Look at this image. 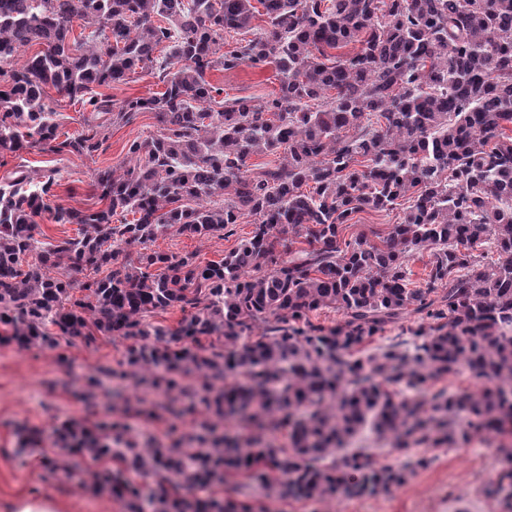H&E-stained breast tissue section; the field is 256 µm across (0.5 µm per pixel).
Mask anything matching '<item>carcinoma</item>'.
Wrapping results in <instances>:
<instances>
[{"label":"carcinoma","instance_id":"carcinoma-1","mask_svg":"<svg viewBox=\"0 0 512 512\" xmlns=\"http://www.w3.org/2000/svg\"><path fill=\"white\" fill-rule=\"evenodd\" d=\"M75 19L90 29L80 40L71 37ZM230 32L241 38L223 51ZM35 44L42 50L14 66ZM0 62L10 64L0 68V149L33 141L91 157L103 145L102 118L129 124L152 112L159 126L130 143L134 163L96 174L101 209L55 204L52 170L36 180L21 168L0 185V343L139 338L123 376L202 377L218 424L232 416L263 430L280 412L305 409L288 414V449L224 435L202 448H135L105 425L71 421L56 430L60 470H75L80 455L117 458L121 466L86 470L82 483L108 484L126 512H143L146 501L155 512H239L232 500L192 491L220 469L268 497L322 502L386 490L405 474L347 448L368 423L402 448L451 444L463 413L471 434L512 433V0H0ZM141 65L163 92L118 104L97 91ZM242 65L273 66L278 92L216 100L224 88L207 72ZM50 87L81 105L87 132L58 141ZM274 152L279 163L248 167ZM400 200L403 221L379 241H339L359 213ZM45 213L80 225L77 235L35 238ZM246 215L255 218L251 236L219 261L147 247L166 234L226 232ZM286 232L308 248L284 260L276 246ZM132 246L142 248L137 262L120 260ZM481 247L498 261L483 264L474 256ZM423 251L427 287L411 288L408 261ZM86 269L108 273L72 278ZM170 307L194 313L174 330L145 325ZM326 307L343 323L313 324ZM408 311L432 322L413 350L354 355ZM258 322V338H246ZM203 335L224 345L200 354ZM460 364L496 387L422 395ZM239 369L246 380L224 383ZM138 476L165 489L147 495Z\"/></svg>","mask_w":512,"mask_h":512}]
</instances>
